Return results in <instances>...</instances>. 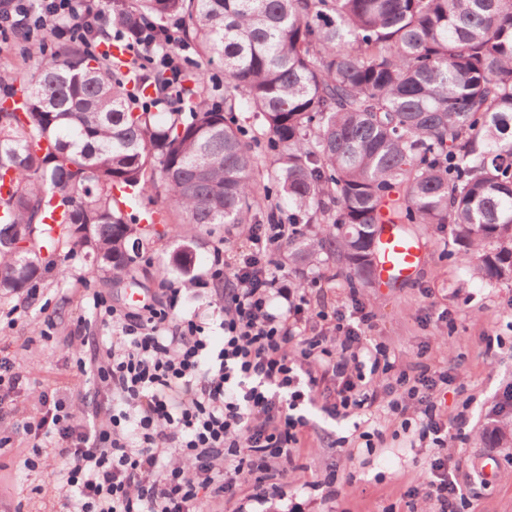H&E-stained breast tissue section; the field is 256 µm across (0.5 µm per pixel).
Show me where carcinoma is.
Masks as SVG:
<instances>
[{"mask_svg": "<svg viewBox=\"0 0 512 512\" xmlns=\"http://www.w3.org/2000/svg\"><path fill=\"white\" fill-rule=\"evenodd\" d=\"M224 64V99L197 96L203 73L135 112L136 90L162 72L118 76V63L65 47L27 80L21 113H0V290L17 292L41 250L86 247L127 273L144 229L124 207L160 183L183 224H246L257 159L235 124L262 121L290 224H327L288 241L296 271L333 254L354 288H370L382 225L448 227L472 275L512 282V0H127L112 16ZM133 89H128V84ZM60 209V221L47 222ZM35 225L30 252L3 244ZM193 239L172 256L194 269ZM484 435L512 443V420Z\"/></svg>", "mask_w": 512, "mask_h": 512, "instance_id": "cac0c4a2", "label": "carcinoma"}]
</instances>
